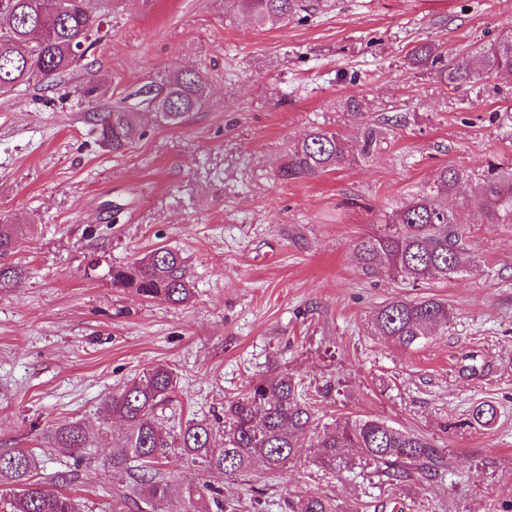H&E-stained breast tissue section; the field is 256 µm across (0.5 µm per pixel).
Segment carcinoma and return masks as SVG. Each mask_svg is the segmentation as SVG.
<instances>
[{
    "label": "carcinoma",
    "instance_id": "cac0c4a2",
    "mask_svg": "<svg viewBox=\"0 0 512 512\" xmlns=\"http://www.w3.org/2000/svg\"><path fill=\"white\" fill-rule=\"evenodd\" d=\"M255 27L291 23L303 19L304 0H227ZM103 20L95 16L89 0H0V92L32 83H52L94 48ZM415 65L434 66L450 84L458 87L476 79L512 75V33L479 46L472 55L450 57L430 44L412 50ZM88 107V122L99 146L120 154L144 136L134 108L117 104L99 112L95 103L102 95L95 78L77 90ZM207 85L197 70H175L141 85L135 91L138 105L157 111L159 121L177 126L206 104ZM380 146L375 126L362 124L358 148L340 134L319 127L311 130L288 152L279 178L288 181L318 176L355 160L369 157ZM461 173L443 167L429 189L392 212L374 232L356 244L357 258L365 270L383 268L395 278L413 283L446 281L463 270L464 230L458 215L439 203L437 195L454 191ZM482 193L468 208L478 224H512V169L490 163L481 174ZM17 244L14 224H0V288L13 286L22 277L21 268L1 262ZM107 276L114 288H134L148 299L182 304L193 295L181 254L157 247L129 265H113ZM452 313L448 304L435 298L394 297L373 313L374 335L388 344L411 348L430 336L447 332ZM178 388L172 369L156 366L138 381L113 394L105 403L112 416L125 423L117 438L119 452L112 455V476H121L128 463L141 462L133 478L134 491L153 512H237L236 502L212 497L204 489L185 483L179 489L154 472V463L168 449L179 448L206 471L226 475L244 474L256 460L275 472L283 469L305 446L314 421L300 382L287 373H269L249 385L238 397L224 401V427L191 420L171 437L161 430L156 409L169 401ZM497 416L493 403L482 401L470 410V423L491 425ZM58 447L82 448L87 442L78 423L57 427ZM314 462L333 469L343 462L347 448L384 470L390 482L401 484L419 477L433 480L445 466L443 457L423 436L389 421L369 416L348 417L311 444ZM37 463L27 450L0 453V486L12 487L10 512H79L76 499L65 492H50L34 479ZM291 512H336L328 499L309 495L289 503Z\"/></svg>",
    "mask_w": 512,
    "mask_h": 512
}]
</instances>
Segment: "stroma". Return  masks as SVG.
<instances>
[{
    "mask_svg": "<svg viewBox=\"0 0 512 512\" xmlns=\"http://www.w3.org/2000/svg\"><path fill=\"white\" fill-rule=\"evenodd\" d=\"M106 22L86 61L56 85L0 95V216L19 227L9 260L24 275L0 289V453L37 458L46 489L83 512H140L130 478L108 463L123 424L105 397L164 365L179 389L159 414L177 433L214 420L260 375L299 379L320 424L373 416L429 439L445 461L432 481L388 482L349 451L323 469L299 449L282 470L204 471L180 449L168 480L208 484L239 512H289L317 495L338 512H512V224H469L470 262L445 281L410 285L362 271L354 246L445 166L465 174L447 202L478 195L488 162L512 168V78L454 88L409 61L433 43L465 54L512 30V0H330L307 20L252 27L224 0H91ZM192 68L208 102L178 127L140 113L147 134L100 149L75 94L88 74L117 103L161 74ZM363 102L382 140L370 157L283 181L289 143L314 127L358 142L348 108ZM120 216H113V207ZM179 250L195 296L174 305L112 287L88 264ZM434 297L448 332L405 349L374 336L394 297ZM481 401L493 425L467 426ZM78 422L86 447H55Z\"/></svg>",
    "mask_w": 512,
    "mask_h": 512,
    "instance_id": "stroma-1",
    "label": "stroma"
}]
</instances>
